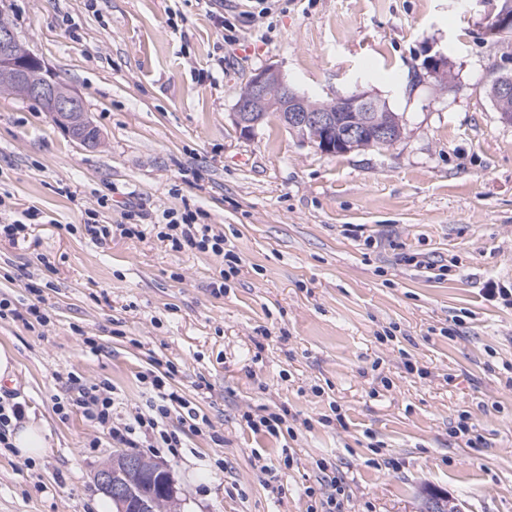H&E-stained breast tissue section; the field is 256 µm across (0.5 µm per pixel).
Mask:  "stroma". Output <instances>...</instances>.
Segmentation results:
<instances>
[{
  "instance_id": "35a3bbf8",
  "label": "stroma",
  "mask_w": 512,
  "mask_h": 512,
  "mask_svg": "<svg viewBox=\"0 0 512 512\" xmlns=\"http://www.w3.org/2000/svg\"><path fill=\"white\" fill-rule=\"evenodd\" d=\"M6 3L101 142L85 147L39 104L0 94V225L38 215L25 240H0V298L27 302L36 284L51 317L0 321L16 362L0 389L50 438L36 459L0 448V512H97L112 441L53 398L76 376L134 410L154 358L178 365L224 437L140 449L169 469L176 512H306L325 474L343 478L347 512H419L424 487L463 512H512V305L485 293L512 286V123L486 92L512 53L487 33L499 0H284L260 18L224 0L235 45L203 0ZM438 51L455 76L444 92L422 67ZM269 64L313 100L378 96L401 138L326 154L273 116L243 135L232 111ZM187 207L238 254L228 279L221 258L159 239L164 212ZM90 211L112 225L136 213L146 234L98 243ZM281 405L303 421L295 438L244 429L247 407ZM335 409L343 423L321 424ZM464 411L484 447L452 435Z\"/></svg>"
}]
</instances>
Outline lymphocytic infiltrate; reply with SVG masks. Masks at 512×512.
Returning a JSON list of instances; mask_svg holds the SVG:
<instances>
[{
  "label": "lymphocytic infiltrate",
  "mask_w": 512,
  "mask_h": 512,
  "mask_svg": "<svg viewBox=\"0 0 512 512\" xmlns=\"http://www.w3.org/2000/svg\"><path fill=\"white\" fill-rule=\"evenodd\" d=\"M166 231L164 240L170 242L172 249L212 252L227 261L229 268H236L237 256L224 248L223 235L214 233L211 225L198 221V215L192 211L176 214L166 213ZM178 366L171 361L165 362L162 369L143 373L142 378L150 387L151 396L144 407L119 417L115 399L108 386L87 385L80 380H72L70 394L66 398L55 400L57 411L81 410L83 416L96 427L107 429L114 444L126 448H164L174 450L181 447L180 430L201 433L209 428V420L192 408L184 392L176 384ZM179 412V427L171 429L169 420L172 412ZM241 420L246 428L258 436L280 437L294 435L295 427L289 421L287 407L274 410H245Z\"/></svg>",
  "instance_id": "1"
}]
</instances>
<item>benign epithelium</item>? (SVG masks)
<instances>
[{
  "mask_svg": "<svg viewBox=\"0 0 512 512\" xmlns=\"http://www.w3.org/2000/svg\"><path fill=\"white\" fill-rule=\"evenodd\" d=\"M512 27V5L506 3L488 20V29L497 31ZM424 69L432 77L448 71V58L436 53L424 61ZM13 80L24 95L47 103L58 124L79 143L93 147L98 142L94 127L86 118L83 99L74 89H60L49 76L43 64L31 53L20 51L19 38L13 28L0 26V79ZM495 108L512 101V72L504 69L493 87ZM380 101L369 92H358L339 98L338 102L323 108H312L308 97L285 84L280 71L273 65L258 70L250 81L248 94L234 107L232 118L240 131L253 134L267 112L287 113L288 127L300 137L309 140L324 153L336 148L356 147L357 142L370 137L383 140L401 137V120L395 117L383 126H373L364 113L376 112ZM352 112L354 117L338 129L336 113ZM163 466L144 465L133 456H124L113 465L100 470L95 476L99 491L112 496L120 512H150V501L135 491L136 485L156 478Z\"/></svg>",
  "mask_w": 512,
  "mask_h": 512,
  "instance_id": "7a95c632",
  "label": "benign epithelium"
}]
</instances>
